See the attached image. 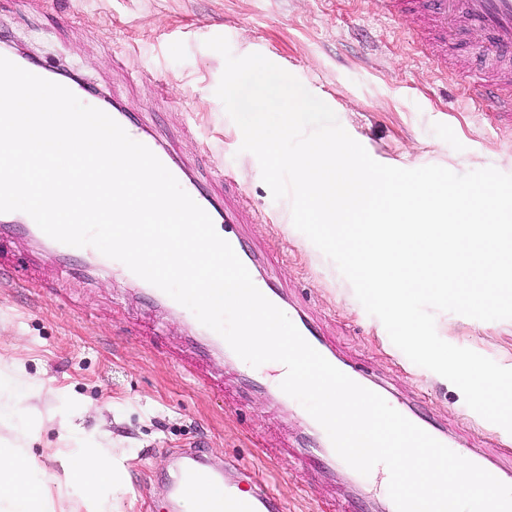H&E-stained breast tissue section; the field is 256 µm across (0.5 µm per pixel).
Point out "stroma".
I'll use <instances>...</instances> for the list:
<instances>
[{"label": "stroma", "mask_w": 512, "mask_h": 512, "mask_svg": "<svg viewBox=\"0 0 512 512\" xmlns=\"http://www.w3.org/2000/svg\"><path fill=\"white\" fill-rule=\"evenodd\" d=\"M0 33L44 65L135 105L210 177V192L223 195L217 172L231 169L248 200L236 231L259 257L261 276L393 408H413L452 447L482 449L496 475L512 469V437L477 417L455 385L412 363L335 264L292 227L290 198L273 199L215 94L224 59L204 42L222 35L235 56L262 54L297 77L379 163L512 174V137L495 130L488 111L464 108L461 85L438 81L371 0H0ZM143 292L117 266L81 281L56 277L51 289L0 282V372L23 364L25 381L42 387L0 420V438L29 434L27 452L52 475L61 472L50 451L64 444V425L71 449L96 441L125 452L122 485L98 491L120 512H183L166 478L176 470L174 450L194 447L248 470L285 512H384L380 485L299 462L296 438L309 415L295 399L247 384L265 367L225 355L218 390L187 371L178 358L182 323L147 305ZM436 330L452 345L512 363V320L440 312Z\"/></svg>", "instance_id": "35a3bbf8"}]
</instances>
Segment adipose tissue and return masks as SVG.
I'll list each match as a JSON object with an SVG mask.
<instances>
[{
	"instance_id": "ef3b65f1",
	"label": "adipose tissue",
	"mask_w": 512,
	"mask_h": 512,
	"mask_svg": "<svg viewBox=\"0 0 512 512\" xmlns=\"http://www.w3.org/2000/svg\"><path fill=\"white\" fill-rule=\"evenodd\" d=\"M65 483L86 491L85 512H106L95 489L118 480L123 470L121 457L108 454L106 448L89 446L73 452L57 449ZM53 477L22 446L0 440V512H55Z\"/></svg>"
}]
</instances>
